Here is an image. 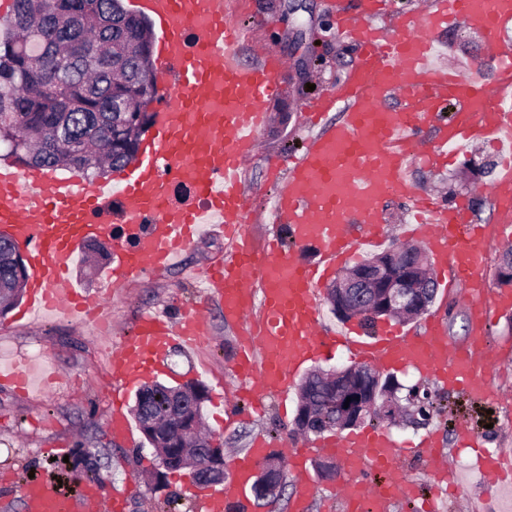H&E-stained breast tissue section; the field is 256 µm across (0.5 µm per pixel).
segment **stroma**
Here are the masks:
<instances>
[{"instance_id":"obj_1","label":"stroma","mask_w":512,"mask_h":512,"mask_svg":"<svg viewBox=\"0 0 512 512\" xmlns=\"http://www.w3.org/2000/svg\"><path fill=\"white\" fill-rule=\"evenodd\" d=\"M236 10L251 30L245 62L255 61L254 49L262 46L289 64L279 95L268 104L270 121L246 172L254 205L246 227L253 241L259 242L268 234L275 195L269 164L276 159L287 161L300 151L307 133L303 115L308 105L346 77L356 54L351 45L337 41L329 0H238ZM437 38L438 60L446 66L465 68L479 53L480 36L466 26L439 32ZM507 156L498 144L485 140L456 153L446 166L412 168L410 177L427 194L444 200L449 179L463 170L465 161L491 163V172L477 179L487 186L499 177ZM223 254V239L202 237L151 282L129 283L117 290L112 287L109 262H102L94 272L87 265H77L75 281L106 312L108 328L103 334L83 320L37 317L18 323L13 313L0 315V362L7 364L41 349L46 366L55 367L59 375L58 387L51 390L37 385L24 394L0 387V512H24L21 491L33 476L58 478L65 493L78 496L87 484L81 455L85 447L97 452L102 476L97 484L99 498L90 504L89 512H105L108 499L115 495L125 502L123 512H196L188 478H169L165 490L155 491L152 448L142 438L128 444L110 429L112 379L106 351L111 342L132 335L140 316L149 311L174 315L196 305L205 307L209 343L191 358L170 350L159 379L171 385L192 381L206 387L204 429L220 438L225 455L247 450L259 434L272 450L286 452L294 434L297 391H290L284 403L271 399L268 409L252 418L246 416L244 404H235L231 408L239 413V420L227 427L221 423L229 408L225 399L239 385L234 372L237 335L224 321L223 306L215 298L204 297L199 274ZM429 311L439 317L451 341L469 340L471 309L452 290L438 288ZM487 334L500 360L485 377L493 389L512 393V310L499 313ZM393 374L402 385H418L444 405L427 425L402 422L388 428L398 446L399 472L409 481L413 499L421 501L435 493L440 512H474L472 497L478 494L492 499V512H512V482L488 483L469 470L467 459L475 451L463 446L459 435L466 429L481 437L485 447L512 449V406L495 399H474L462 388L411 367L394 369ZM426 438L460 475L459 492L449 493L447 484L438 483L425 459L417 455L418 444Z\"/></svg>"}]
</instances>
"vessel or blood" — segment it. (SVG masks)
Segmentation results:
<instances>
[{
    "label": "vessel or blood",
    "instance_id": "1",
    "mask_svg": "<svg viewBox=\"0 0 512 512\" xmlns=\"http://www.w3.org/2000/svg\"><path fill=\"white\" fill-rule=\"evenodd\" d=\"M389 0H338L336 37L352 45L356 63L320 106L336 110V123L307 140L281 180L270 221L287 227L288 239L271 236L255 249L245 230L250 190L244 173L259 134L269 122L287 62L262 50L242 60L246 29L233 0H137V10L157 28V89L161 102L153 132L142 142L135 167L121 174L119 190L104 182L39 167L20 169L0 160V236L22 250L29 271L28 301L20 319L96 314L73 279L76 256L89 239L111 243L112 283L154 279L171 267L205 231L224 235V260L207 267L203 281L241 328L234 368L254 406L265 395L284 394L298 370L336 346L355 345L361 360L380 368L412 365L460 385L478 399L493 392L478 376L494 359L484 335L468 345L449 344L436 321L424 335L394 323L364 337L361 324L332 335L320 331V288L362 245L380 239V201L395 195L409 204L404 236L425 239L438 263L482 324L512 307V291L492 292L485 276L486 228L475 223L468 200L445 205L407 177L415 163H449L453 148L481 140L512 142V0H424L390 15ZM465 23L481 36L471 71L438 64L437 33ZM493 67L497 79L476 75ZM206 195L202 211L174 199L176 187ZM512 214V164L490 187ZM311 246L315 263L296 250ZM206 317L194 307L173 318L141 315L134 336L110 356L112 431L131 439L122 413L128 391L162 371L170 346L185 353L208 340ZM0 385L17 392L31 386L25 359L0 368ZM336 455L344 477L336 490L343 512H388L410 490L400 477L395 442L379 428L314 442L294 441L288 451L297 469L312 448ZM264 439L227 461L226 486L198 493L200 512H242L247 475L267 455ZM480 474L512 472V454L476 455ZM27 512H71L57 486L44 479L23 488Z\"/></svg>",
    "mask_w": 512,
    "mask_h": 512
}]
</instances>
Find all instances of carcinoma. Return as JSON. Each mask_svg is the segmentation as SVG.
<instances>
[{"mask_svg":"<svg viewBox=\"0 0 512 512\" xmlns=\"http://www.w3.org/2000/svg\"><path fill=\"white\" fill-rule=\"evenodd\" d=\"M74 0H13L7 27L0 33V143L7 134V156L21 166L74 167L86 175L120 169L137 158L142 134L152 125L150 105L158 93L141 90L154 57L128 41L133 27L154 39L152 25L127 11L121 0H81L82 16L73 18ZM17 247L0 238V314L19 301L26 277L19 276ZM302 384L313 409L307 430L336 428V391H327L320 373ZM156 382L137 395L134 418L150 416L158 434L178 439L198 427L193 390ZM400 384L383 378L380 399L406 401L411 422L425 425L436 405L413 400L418 387L398 396Z\"/></svg>","mask_w":512,"mask_h":512,"instance_id":"obj_1","label":"carcinoma"}]
</instances>
